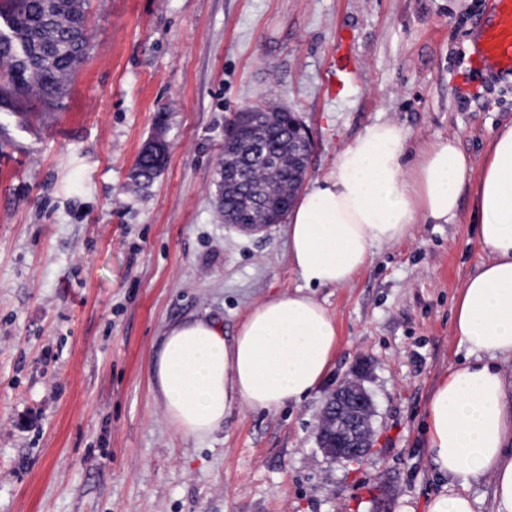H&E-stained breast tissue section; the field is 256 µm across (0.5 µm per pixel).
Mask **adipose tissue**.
Instances as JSON below:
<instances>
[{"instance_id": "ef3b65f1", "label": "adipose tissue", "mask_w": 512, "mask_h": 512, "mask_svg": "<svg viewBox=\"0 0 512 512\" xmlns=\"http://www.w3.org/2000/svg\"><path fill=\"white\" fill-rule=\"evenodd\" d=\"M408 140L392 122L368 127L296 200L288 257L302 287L255 304L229 339L206 315L166 329L153 378L177 434L207 436L238 407L301 403L326 378L337 340L312 289L351 284L376 249L409 237L420 218L445 224L455 217L470 161L447 139L404 162ZM474 218L488 259L462 284L453 328L470 352L489 360L450 370L425 407L432 466L461 487L434 496L427 512H473L465 488L485 478L492 481V512H512V382L495 363L512 360V122L489 146Z\"/></svg>"}]
</instances>
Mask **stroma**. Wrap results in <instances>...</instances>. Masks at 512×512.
<instances>
[{"mask_svg": "<svg viewBox=\"0 0 512 512\" xmlns=\"http://www.w3.org/2000/svg\"><path fill=\"white\" fill-rule=\"evenodd\" d=\"M495 0H91L88 54L65 109L0 135V512H425L437 476L424 411L470 361L452 307L486 255L476 180L449 223L416 224L349 285L315 288L337 332L321 391L235 410L176 434L154 389L166 327L206 313L233 336L250 308L302 280L285 225L250 235L215 209L237 112L285 106L312 134L308 180L365 129L392 121L409 151L454 138L481 169L512 120V76L476 68L471 35ZM355 68L343 92L335 61ZM163 133L167 162L132 181ZM364 366L375 414L360 462L316 441L326 391ZM158 156L152 150H141L136 158L134 179L138 183H148L153 180L157 170ZM136 170V171H135Z\"/></svg>", "mask_w": 512, "mask_h": 512, "instance_id": "1", "label": "stroma"}]
</instances>
